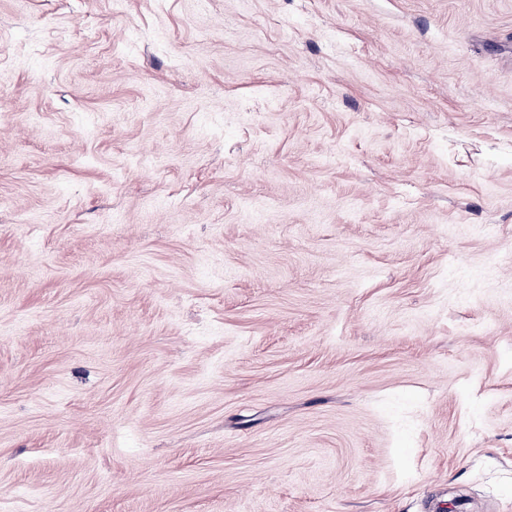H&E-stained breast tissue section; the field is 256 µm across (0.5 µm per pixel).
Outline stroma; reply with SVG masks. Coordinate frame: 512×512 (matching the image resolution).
Instances as JSON below:
<instances>
[{
  "label": "stroma",
  "mask_w": 512,
  "mask_h": 512,
  "mask_svg": "<svg viewBox=\"0 0 512 512\" xmlns=\"http://www.w3.org/2000/svg\"><path fill=\"white\" fill-rule=\"evenodd\" d=\"M0 512H512V0H0Z\"/></svg>",
  "instance_id": "1"
}]
</instances>
